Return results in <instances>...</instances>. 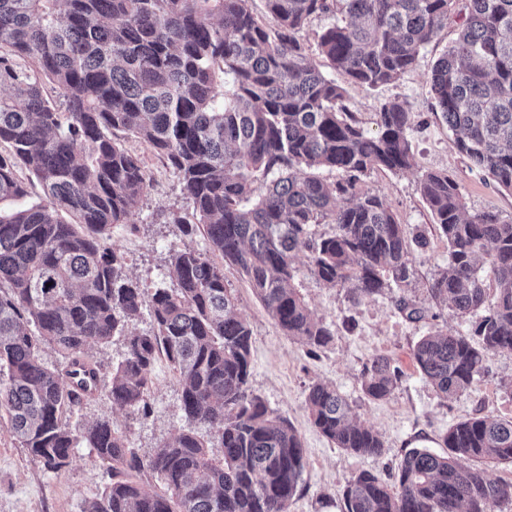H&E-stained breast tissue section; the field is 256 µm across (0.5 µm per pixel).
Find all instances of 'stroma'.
Here are the masks:
<instances>
[{"label":"stroma","mask_w":512,"mask_h":512,"mask_svg":"<svg viewBox=\"0 0 512 512\" xmlns=\"http://www.w3.org/2000/svg\"><path fill=\"white\" fill-rule=\"evenodd\" d=\"M464 11V0H456L447 26L420 50L415 67L396 82L379 88L353 84L327 59L316 60L326 76L344 87L346 104L365 129H374L375 114L384 102L397 99L408 106L413 166L396 173L371 171L363 177L360 189L381 197L408 233L425 234L427 247L413 248L409 256L413 271L409 285L356 298L346 289L319 281L311 273L306 256H298L293 284L316 318L335 333L328 346L312 349L280 329L235 267L224 268L225 285L237 297L252 330L249 389L288 418L306 450V465L289 512H342L343 492L352 476L370 471L393 483L397 466L410 446L424 442L431 452L445 454L442 435L453 422L476 415L512 418L511 352L490 356L485 372L471 387L448 399L425 382L410 356L421 336L439 328L467 335L477 320L473 314L456 315L429 291L437 271L448 265V243L435 230L421 197L422 175L430 170L448 171L460 186L468 212L495 211L512 221V193L471 168L458 153L447 125L434 113L428 75L456 38ZM125 145L141 156L149 186L126 223L112 226L109 243L124 257L127 276L151 292L171 284L165 274L171 248L187 242L204 251L208 241L201 232L184 238L177 226L165 221L169 212L191 209L174 170L148 144L129 138ZM402 298L421 308L423 319L411 321L399 312L397 302ZM380 356L390 358L404 377L390 399L373 401L362 391L361 372L365 363ZM151 377L146 411L112 408L101 394L85 401L72 415V423L109 419L115 430L127 436L129 447L140 458L150 457L177 435L182 425L181 387L165 356L157 357ZM314 383L334 386L351 404L357 421L380 434L385 444L382 457L359 456L336 448L311 424L304 400ZM106 470V463L90 449L77 448L59 472L46 471L0 421V512H82L88 500L101 495Z\"/></svg>","instance_id":"stroma-1"}]
</instances>
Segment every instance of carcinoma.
<instances>
[{"label":"carcinoma","mask_w":512,"mask_h":512,"mask_svg":"<svg viewBox=\"0 0 512 512\" xmlns=\"http://www.w3.org/2000/svg\"><path fill=\"white\" fill-rule=\"evenodd\" d=\"M0 0V204L29 195L25 167L46 202L0 209V414L44 468L65 467L76 448L108 464L103 493L83 512H289L305 466L300 435L249 391L251 328L225 287L224 266L188 245L171 250V288L151 296L127 278L109 231L139 206L148 187L139 155L148 144L178 173L192 211L170 223L203 228L212 251L236 267L277 325L310 347L333 331L291 286L296 254L315 277L356 297L409 284L411 245L386 202L358 184L374 169L412 165L410 112L391 100L369 133L301 41L313 16L336 21L316 34L318 54L361 86L413 69L418 52L448 23L454 0ZM52 82L62 103L44 93ZM455 146L512 191V0H467L458 38L429 76ZM340 178L327 182L319 171ZM266 190L256 193V184ZM420 193L448 242V268L430 285L456 314L483 312L473 334L441 329L421 337L412 360L442 397L466 392L489 356L512 352V222L467 214L456 180L428 171ZM65 212L77 219L70 224ZM335 230L316 238L311 225ZM489 265L495 285L480 275ZM495 289V296L489 295ZM150 309L153 329L128 331ZM124 337L112 365L111 406L146 409L152 365L162 353L179 376L184 424L147 460L107 419L72 425L98 392L88 350ZM67 363L50 367L41 347ZM402 371L371 359L361 387L390 398ZM311 423L336 447L380 457L384 442L351 421L336 389L305 396ZM217 429L219 461L196 432ZM448 453L414 448L389 487L362 472L344 491V512H486L512 505V482L482 462L512 463V419L475 416L448 427ZM149 470L166 491L131 473Z\"/></svg>","instance_id":"cac0c4a2"}]
</instances>
